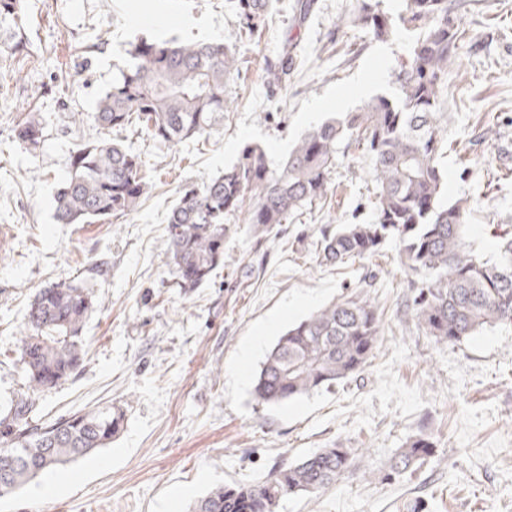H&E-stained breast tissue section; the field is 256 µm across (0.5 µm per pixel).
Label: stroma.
I'll use <instances>...</instances> for the list:
<instances>
[{
    "label": "stroma",
    "mask_w": 512,
    "mask_h": 512,
    "mask_svg": "<svg viewBox=\"0 0 512 512\" xmlns=\"http://www.w3.org/2000/svg\"><path fill=\"white\" fill-rule=\"evenodd\" d=\"M294 2L281 0L248 36L224 0H24L30 52H0V405L28 396L19 358L30 300L66 279L96 303L87 354L69 379L32 396L31 423L110 404L125 422L107 447L0 498V512H187L213 487L333 444L351 450V466L321 492L284 497L278 512H512V329L458 344L426 336L403 311L413 274L395 241L340 267L319 262L322 227L375 218L367 154L339 150L327 200L265 241L237 221L206 286L184 292L166 263L167 214L182 189L222 174L248 144L279 166L314 121L395 92L409 32L373 40L350 22L356 0H314L303 19ZM451 2L465 36L448 66L446 130L457 148L442 165L448 199L469 201L470 244L490 257L495 227L512 226V0ZM140 38L235 44L232 105L175 146L133 125L112 132L140 155L152 188L114 223H55L70 155L97 137L89 116ZM291 40L296 66L270 84L266 68ZM366 71L376 75L367 95L354 90ZM31 111L44 122L33 152L15 138ZM356 294L373 301L382 334L364 371L331 392L259 403L253 379L277 338ZM418 435L431 438L432 456L395 473L396 454Z\"/></svg>",
    "instance_id": "1"
}]
</instances>
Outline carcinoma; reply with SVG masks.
Instances as JSON below:
<instances>
[{
    "instance_id": "obj_1",
    "label": "carcinoma",
    "mask_w": 512,
    "mask_h": 512,
    "mask_svg": "<svg viewBox=\"0 0 512 512\" xmlns=\"http://www.w3.org/2000/svg\"><path fill=\"white\" fill-rule=\"evenodd\" d=\"M249 32L260 28L272 0H225ZM22 0H0V45L11 54L28 50L19 24ZM354 26L377 41L404 28L415 34L394 73L397 94L378 95L359 112H346L307 132L276 169L265 149L247 146L224 172L179 192L166 225L169 263L184 291L207 285L224 266V239L239 218L253 235L267 238L288 217L327 198L336 154L363 147L371 156L375 220L321 230L320 263L342 265L399 243L407 268L417 276L406 313L438 343L457 344L488 329L512 325V237H500L497 257L487 258L466 242L469 207L443 202L448 175L441 159L448 139V64L463 37L448 0H406L392 17L382 0H358ZM291 44L268 69L280 83L293 65ZM234 46L224 41L185 43L140 40L100 97L90 116L103 130L136 124L155 141L177 145L211 128L225 110L226 89L239 72ZM43 122L30 112L15 128L16 139L36 150ZM148 191L140 156L108 138L89 140L70 156L69 176L55 194L60 224H106L136 210ZM88 288L61 280L39 289L28 309L20 363L31 393L73 375L86 354L83 330L93 311ZM380 340L370 298L333 302L288 327L255 376L253 393L263 404H280L330 390L362 372ZM30 402L21 399L0 417V497L38 475L105 448L121 431L119 407L75 413L45 427L30 424ZM433 442L421 435L406 442L395 469L422 464ZM340 444L323 448L263 479L220 486L197 499L190 512H277L289 494L314 493L349 467Z\"/></svg>"
}]
</instances>
